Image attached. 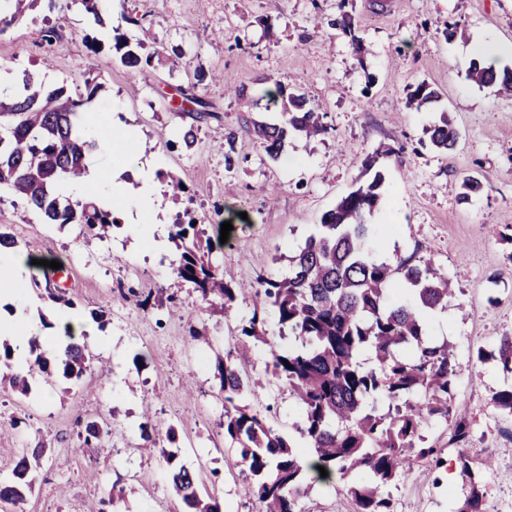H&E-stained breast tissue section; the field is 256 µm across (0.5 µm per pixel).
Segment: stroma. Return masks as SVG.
I'll use <instances>...</instances> for the list:
<instances>
[{
  "label": "stroma",
  "instance_id": "obj_1",
  "mask_svg": "<svg viewBox=\"0 0 512 512\" xmlns=\"http://www.w3.org/2000/svg\"><path fill=\"white\" fill-rule=\"evenodd\" d=\"M343 11L355 19L362 52L341 30L314 22L315 15ZM111 15L131 42L158 52L160 63L145 76L130 77L112 38L71 0H56L50 12L35 5L0 32V71L11 73L13 84L28 77L86 98L104 143L89 163L131 189L146 181L154 191L148 218L125 207L116 213L119 228L104 240L43 223L21 201L0 196V224L11 227L19 254L31 260L26 275L40 274L42 259L58 261L48 277L74 301L70 307L50 303L38 287L24 308L0 305V316L23 315L54 337L65 318L112 305L89 341L97 357L91 373L78 381L58 375L50 386L33 382L25 397L0 389V475H10L22 449L45 451L35 489L16 512H87L115 486L125 494L114 512H184L171 483L172 469L181 465L196 471L200 494L216 498L224 512H258L255 500L242 494L246 475L219 426L224 395L216 369L255 300L238 297L225 318L210 314L187 283L178 294L182 317L158 304L176 249L169 239L175 219L169 186L157 174L183 181L187 206L214 241L211 261L235 285L286 277L289 256L352 189L364 159L383 146L393 153L383 160L385 182L367 221L376 227L377 243L432 261L454 283L456 298L430 319L429 334L453 349L451 404L471 421L461 447L450 445L445 421L424 425L422 437L442 448L448 466L414 465L391 488V508L455 512L469 488L462 459L489 457L494 465L480 481L487 512H512V419L501 417L492 401L506 377L495 362L476 358L478 349H492L497 336L512 333V245L505 241L512 234V97L466 78L481 49L490 50L496 67H512V0H112ZM449 22L457 26L450 40L443 35ZM47 23L56 31L50 44L40 38ZM90 38L100 40L98 51L87 49ZM269 78L290 84L328 126L321 138L289 140L276 160L243 126L247 119H268ZM92 82L104 83V92L90 95ZM422 83L439 97L429 110L414 112L406 95ZM194 84L211 112L198 124L169 105L178 87ZM232 84L252 87L251 98L225 94ZM443 113L458 133L455 149L446 153L425 133ZM192 125L197 144L188 150L179 136ZM116 128L133 131L134 139L113 142ZM229 139L237 160L230 172L222 149ZM468 178L480 179L483 188L463 203L459 193ZM227 221L233 229L223 243ZM123 286L148 298V307L120 300ZM464 307L470 316L461 315ZM194 328L206 342L192 338ZM267 362L265 346L256 344L246 371L285 434L302 410L286 383L273 381ZM148 411L176 430L166 446L172 462L139 449ZM15 418L22 424L14 429ZM90 420L109 425V454L84 444L80 433ZM303 508L351 512L345 482H314Z\"/></svg>",
  "mask_w": 512,
  "mask_h": 512
}]
</instances>
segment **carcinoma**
<instances>
[{
	"label": "carcinoma",
	"mask_w": 512,
	"mask_h": 512,
	"mask_svg": "<svg viewBox=\"0 0 512 512\" xmlns=\"http://www.w3.org/2000/svg\"><path fill=\"white\" fill-rule=\"evenodd\" d=\"M94 22L106 26L103 13L109 0H78ZM119 63L133 75L145 74L154 56L130 46L115 34ZM467 79L479 87H494L512 93V69H502L481 59L471 62ZM268 102L280 106L278 123L244 121L272 160L288 147L296 135L307 139L325 135L323 116L307 105L304 96L273 81ZM102 84L92 86V99ZM85 99V100H87ZM438 94L426 84L409 94L408 106L421 110L436 101ZM85 100L65 95L62 87L48 89L25 80L12 94L0 99V187L40 215L46 224H77L81 234L110 236L120 226L112 209L92 202L74 200L64 186L87 172V154L99 140L93 125L83 120ZM197 85L179 90L178 108H191L197 119L213 116ZM431 144L443 153L453 149L457 134L448 120L426 129ZM392 153L379 148L363 162L371 181L355 187L323 214L316 231L291 258L284 279L260 278L254 289L256 303L250 318L240 322L233 346L217 359L221 391L224 392V441L233 448L236 464L248 471L245 494L256 498L261 512H302L301 500L311 482L330 480L340 473L361 474L366 481L349 486L353 512H390L382 487L400 481L417 462L444 465L442 449L420 444V430L432 418L452 423L451 442L468 440L471 421L453 411L448 401L456 365L448 344L437 343L427 334L426 315L444 309L455 297L447 275L430 261L413 262L400 255L390 261L372 256L374 225L365 223L379 200L384 183L379 160ZM172 239L178 256L172 264L173 286L190 283L212 307L230 311L237 295L248 292L224 281V273L206 258L197 219L185 208L176 212ZM270 306L278 323L288 328L294 340L286 346L269 345L273 376L288 384L302 409L295 435H283L268 423L250 400V379L245 371L250 344L266 342L265 306ZM36 353L27 373L12 372L15 349L0 345V384L28 395L35 376L52 383L50 361L37 352L40 344L29 341ZM374 357V365L361 363L363 353ZM63 376L80 380L93 367L95 355L85 342H69L59 355ZM477 360L497 362L512 376V334L496 339L492 350L477 351ZM386 399L393 412L383 415L374 403ZM499 412L512 417V384L492 396ZM176 438L174 426L161 430L146 421L142 438L156 446L160 435ZM84 442L97 441L107 447L111 430L95 421L83 428ZM39 449L23 454L11 477L0 480V503L14 504L33 489V472L39 467ZM324 467L322 477L318 467ZM462 473L471 479L470 493L457 512H485L484 495L474 481L470 461H462ZM177 495L188 512H221L218 500L197 493L196 473L182 465L172 473Z\"/></svg>",
	"instance_id": "carcinoma-1"
}]
</instances>
